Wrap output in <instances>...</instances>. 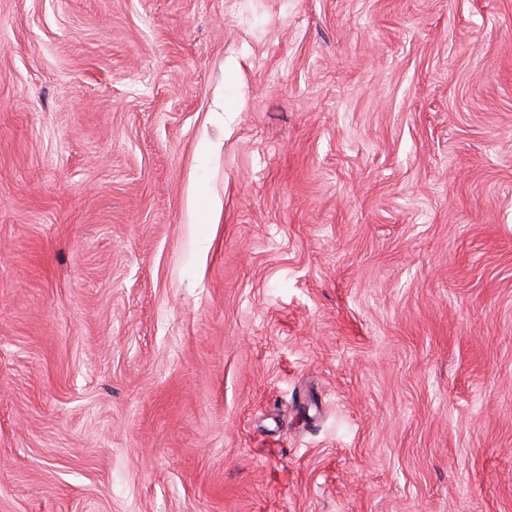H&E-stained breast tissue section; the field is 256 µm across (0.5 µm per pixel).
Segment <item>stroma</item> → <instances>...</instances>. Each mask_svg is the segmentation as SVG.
<instances>
[{"instance_id": "35a3bbf8", "label": "stroma", "mask_w": 512, "mask_h": 512, "mask_svg": "<svg viewBox=\"0 0 512 512\" xmlns=\"http://www.w3.org/2000/svg\"><path fill=\"white\" fill-rule=\"evenodd\" d=\"M0 512H512V0H0Z\"/></svg>"}]
</instances>
